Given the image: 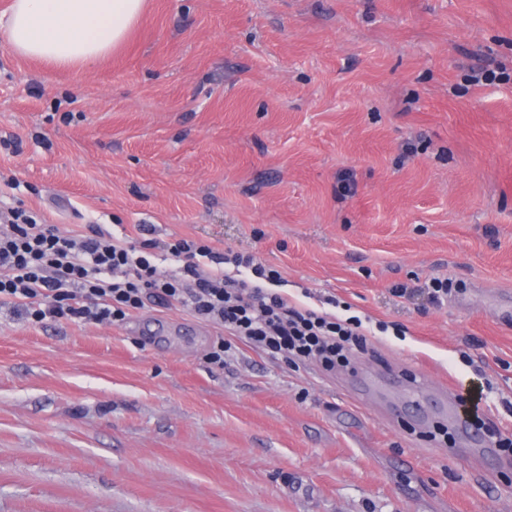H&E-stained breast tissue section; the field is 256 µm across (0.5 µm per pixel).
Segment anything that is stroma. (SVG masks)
<instances>
[{"mask_svg":"<svg viewBox=\"0 0 512 512\" xmlns=\"http://www.w3.org/2000/svg\"><path fill=\"white\" fill-rule=\"evenodd\" d=\"M19 200L64 232L252 254L377 357L236 340L219 367L221 330L178 308H0V512H512V454L443 409L512 438V0H147L80 68L0 42V209ZM388 374L436 409L404 413Z\"/></svg>","mask_w":512,"mask_h":512,"instance_id":"stroma-1","label":"stroma"}]
</instances>
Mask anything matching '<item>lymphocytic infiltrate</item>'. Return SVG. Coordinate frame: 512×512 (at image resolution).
Masks as SVG:
<instances>
[{"mask_svg":"<svg viewBox=\"0 0 512 512\" xmlns=\"http://www.w3.org/2000/svg\"><path fill=\"white\" fill-rule=\"evenodd\" d=\"M161 259L172 269L160 271ZM281 280L253 257L199 239L121 240L95 224L64 233L21 205L0 212V306L29 322L118 324L157 303L230 333L207 356L219 366L235 338L271 358L314 361L328 372L366 353L361 320L297 308L275 291Z\"/></svg>","mask_w":512,"mask_h":512,"instance_id":"lymphocytic-infiltrate-1","label":"lymphocytic infiltrate"}]
</instances>
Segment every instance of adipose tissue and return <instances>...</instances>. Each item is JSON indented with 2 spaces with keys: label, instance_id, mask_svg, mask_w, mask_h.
Wrapping results in <instances>:
<instances>
[{
  "label": "adipose tissue",
  "instance_id": "ef3b65f1",
  "mask_svg": "<svg viewBox=\"0 0 512 512\" xmlns=\"http://www.w3.org/2000/svg\"><path fill=\"white\" fill-rule=\"evenodd\" d=\"M145 0H12L4 25L14 52L61 66L96 61L122 45Z\"/></svg>",
  "mask_w": 512,
  "mask_h": 512
}]
</instances>
